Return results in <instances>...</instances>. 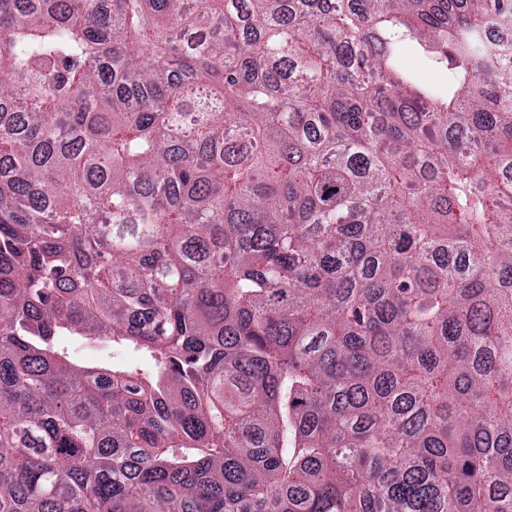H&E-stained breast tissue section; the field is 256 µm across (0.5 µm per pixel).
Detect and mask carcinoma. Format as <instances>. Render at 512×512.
Instances as JSON below:
<instances>
[{"mask_svg":"<svg viewBox=\"0 0 512 512\" xmlns=\"http://www.w3.org/2000/svg\"><path fill=\"white\" fill-rule=\"evenodd\" d=\"M492 20L0 0V512H512Z\"/></svg>","mask_w":512,"mask_h":512,"instance_id":"1","label":"carcinoma"}]
</instances>
